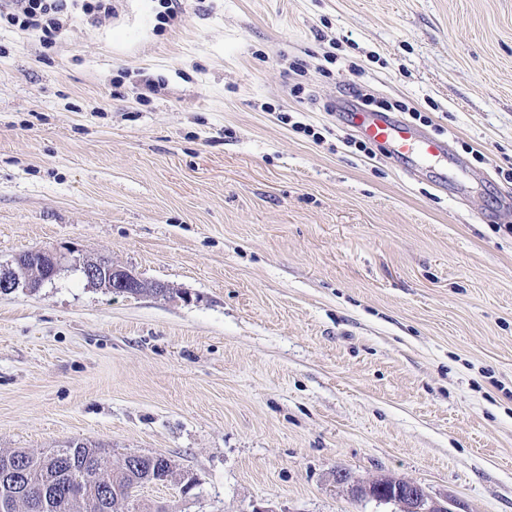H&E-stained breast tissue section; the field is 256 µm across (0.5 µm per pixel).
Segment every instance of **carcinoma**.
<instances>
[{
    "label": "carcinoma",
    "instance_id": "1",
    "mask_svg": "<svg viewBox=\"0 0 512 512\" xmlns=\"http://www.w3.org/2000/svg\"><path fill=\"white\" fill-rule=\"evenodd\" d=\"M68 456L55 453L36 455L26 451L0 453V499L13 504L9 512H95V500L118 499L111 512H131L135 494L132 486L147 473L161 479L173 471L171 460L124 462L114 468L107 464L102 449L91 442L66 447ZM20 470L19 480L5 484L1 475Z\"/></svg>",
    "mask_w": 512,
    "mask_h": 512
}]
</instances>
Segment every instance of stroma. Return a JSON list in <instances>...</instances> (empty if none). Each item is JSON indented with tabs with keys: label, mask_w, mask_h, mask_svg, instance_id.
<instances>
[{
	"label": "stroma",
	"mask_w": 512,
	"mask_h": 512,
	"mask_svg": "<svg viewBox=\"0 0 512 512\" xmlns=\"http://www.w3.org/2000/svg\"><path fill=\"white\" fill-rule=\"evenodd\" d=\"M178 5L0 29V266L68 258L0 293V449L164 455L139 512H512V0ZM352 83L462 167L349 146ZM64 257L47 251H34L25 257H17L15 263L10 268L6 269L7 274L2 276L0 270V292H11L20 285L25 288H40L45 282L51 281L48 279H41L36 266L29 265L32 261L49 262V277L59 272ZM1 288H11L8 291H3ZM82 272L87 281L96 286L97 288H104L106 291L113 294H127L138 295V292L152 291L157 294V289L160 293L166 291L163 285L158 284V288H138L141 279L131 270L109 265L99 266L94 261L84 263ZM335 480L339 484H351L352 491L359 496L372 497L379 502L396 505L398 512H450L447 501L441 503L433 499L421 485L414 482H394L384 496L376 498L371 494L370 484H352V476L346 470H336Z\"/></svg>",
	"instance_id": "stroma-1"
}]
</instances>
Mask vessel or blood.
<instances>
[{"label":"vessel or blood","instance_id":"b4317fda","mask_svg":"<svg viewBox=\"0 0 512 512\" xmlns=\"http://www.w3.org/2000/svg\"><path fill=\"white\" fill-rule=\"evenodd\" d=\"M353 127L366 139L386 145L397 158L412 161L455 162L446 141L420 131L387 112L362 109L351 114Z\"/></svg>","mask_w":512,"mask_h":512}]
</instances>
